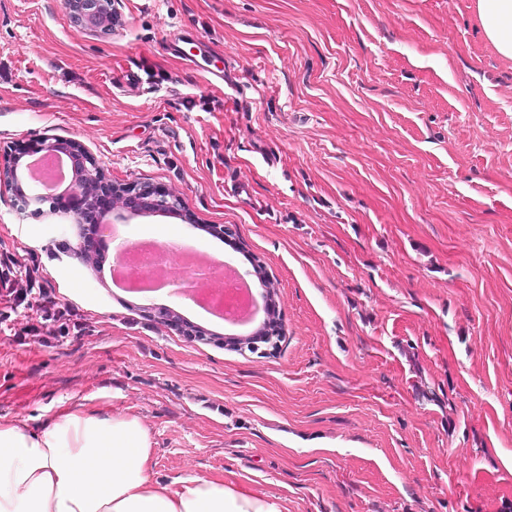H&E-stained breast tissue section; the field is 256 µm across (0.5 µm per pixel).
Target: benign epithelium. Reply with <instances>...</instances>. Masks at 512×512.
<instances>
[{"mask_svg":"<svg viewBox=\"0 0 512 512\" xmlns=\"http://www.w3.org/2000/svg\"><path fill=\"white\" fill-rule=\"evenodd\" d=\"M115 2L116 0H64L63 6L75 26L86 33L102 36L112 31V20L116 14ZM40 150L44 154L57 153L65 156L75 178L89 177L86 185H75V190L84 193L83 208L76 214V222L79 224L96 216L99 196L108 193L124 195L132 216L148 214V206L151 204L160 213L186 208L182 197L173 192H160L144 184L112 185L105 180L95 158L70 140L46 135L40 140ZM3 182L22 209L31 205H43L52 197L50 193L24 185V163L20 156L11 159L10 165L3 172Z\"/></svg>","mask_w":512,"mask_h":512,"instance_id":"7a95c632","label":"benign epithelium"}]
</instances>
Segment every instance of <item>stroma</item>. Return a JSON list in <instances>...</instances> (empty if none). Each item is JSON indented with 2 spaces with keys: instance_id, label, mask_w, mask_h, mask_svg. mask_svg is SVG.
Listing matches in <instances>:
<instances>
[{
  "instance_id": "obj_1",
  "label": "stroma",
  "mask_w": 512,
  "mask_h": 512,
  "mask_svg": "<svg viewBox=\"0 0 512 512\" xmlns=\"http://www.w3.org/2000/svg\"><path fill=\"white\" fill-rule=\"evenodd\" d=\"M0 0V168L55 135L112 184L181 196L125 225L262 267L277 346L237 350L175 295L80 257L75 217L0 186V252L85 329L21 347L0 320V425L139 418L152 471L283 512H512V60L474 0ZM69 241L59 256L55 246ZM167 307L211 328L189 339ZM116 0H65L64 9L72 22L92 35H107L112 31Z\"/></svg>"
}]
</instances>
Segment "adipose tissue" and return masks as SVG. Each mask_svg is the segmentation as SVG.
<instances>
[{
  "mask_svg": "<svg viewBox=\"0 0 512 512\" xmlns=\"http://www.w3.org/2000/svg\"><path fill=\"white\" fill-rule=\"evenodd\" d=\"M486 39L512 59V0H475ZM135 417L70 413L26 431L0 426V512H281L278 502L203 477H153Z\"/></svg>",
  "mask_w": 512,
  "mask_h": 512,
  "instance_id": "obj_1",
  "label": "adipose tissue"
}]
</instances>
